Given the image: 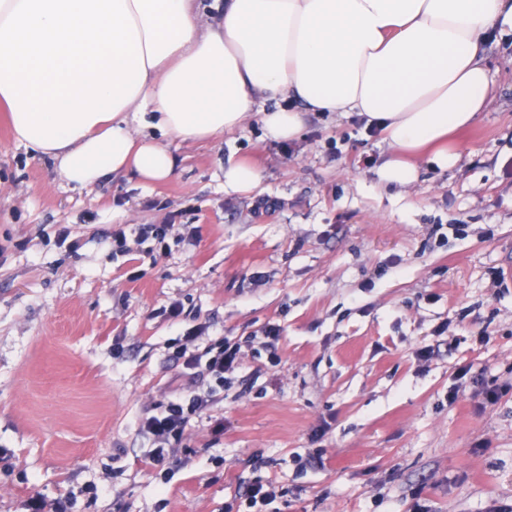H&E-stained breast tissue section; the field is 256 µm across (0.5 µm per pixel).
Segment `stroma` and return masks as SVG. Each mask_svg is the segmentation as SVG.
<instances>
[{"instance_id":"1","label":"stroma","mask_w":512,"mask_h":512,"mask_svg":"<svg viewBox=\"0 0 512 512\" xmlns=\"http://www.w3.org/2000/svg\"><path fill=\"white\" fill-rule=\"evenodd\" d=\"M487 63L493 100L450 141L457 166L422 163L403 189L380 185L389 149L354 115L309 113L282 143L254 117L176 145V179L88 193L0 116V512L34 491L73 493L69 512H251L243 488L267 479V512H512V34ZM231 160L260 169L256 190L225 195ZM140 224L165 228L164 254ZM196 322L246 357L223 435L194 423L160 488L136 419L185 388L171 346Z\"/></svg>"}]
</instances>
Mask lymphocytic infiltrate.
<instances>
[{
    "instance_id": "1",
    "label": "lymphocytic infiltrate",
    "mask_w": 512,
    "mask_h": 512,
    "mask_svg": "<svg viewBox=\"0 0 512 512\" xmlns=\"http://www.w3.org/2000/svg\"><path fill=\"white\" fill-rule=\"evenodd\" d=\"M207 327L199 323L188 328L180 337L174 352L181 360L189 379L203 376L208 380L205 391L176 392L163 402L147 408L137 420V431L151 444L144 456L153 478L160 483L170 480V462L174 459L192 420L209 418L217 397L224 391L228 374L238 371L244 352L239 343L217 339L205 349H198L197 341Z\"/></svg>"
}]
</instances>
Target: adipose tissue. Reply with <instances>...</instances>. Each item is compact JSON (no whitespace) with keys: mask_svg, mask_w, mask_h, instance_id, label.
<instances>
[{"mask_svg":"<svg viewBox=\"0 0 512 512\" xmlns=\"http://www.w3.org/2000/svg\"><path fill=\"white\" fill-rule=\"evenodd\" d=\"M494 29L512 30V0H0V109L73 189L168 181L171 142L254 116L287 141L309 112L377 127L379 180L405 188L418 158L458 164L445 142L488 105Z\"/></svg>","mask_w":512,"mask_h":512,"instance_id":"ef3b65f1","label":"adipose tissue"}]
</instances>
